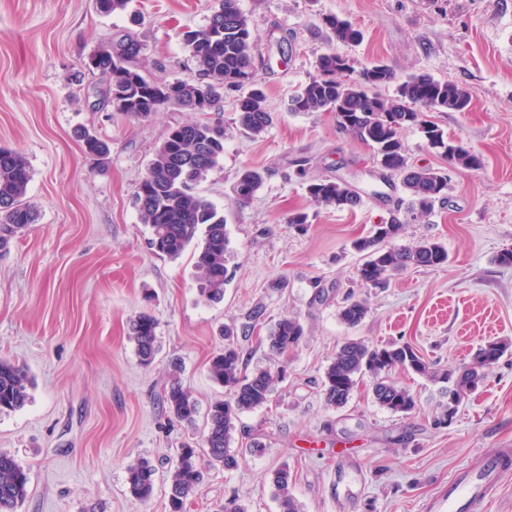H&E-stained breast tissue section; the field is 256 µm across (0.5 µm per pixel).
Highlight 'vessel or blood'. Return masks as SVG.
I'll return each instance as SVG.
<instances>
[{"mask_svg": "<svg viewBox=\"0 0 512 512\" xmlns=\"http://www.w3.org/2000/svg\"><path fill=\"white\" fill-rule=\"evenodd\" d=\"M512 475V451L479 459L458 470L440 493L429 500L425 512H486L508 476Z\"/></svg>", "mask_w": 512, "mask_h": 512, "instance_id": "1", "label": "vessel or blood"}]
</instances>
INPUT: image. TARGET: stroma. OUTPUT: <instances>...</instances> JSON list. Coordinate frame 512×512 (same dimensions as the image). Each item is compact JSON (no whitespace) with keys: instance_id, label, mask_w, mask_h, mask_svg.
Wrapping results in <instances>:
<instances>
[{"instance_id":"stroma-1","label":"stroma","mask_w":512,"mask_h":512,"mask_svg":"<svg viewBox=\"0 0 512 512\" xmlns=\"http://www.w3.org/2000/svg\"><path fill=\"white\" fill-rule=\"evenodd\" d=\"M211 4L130 0L124 12L103 15L95 0H0V147L27 157V200L37 211L0 256V356L25 366L34 382L30 403L0 416V453L28 478L15 512H168L177 450L200 441L209 405L226 395L208 375L223 328L237 329L247 369L273 367L266 336L286 317L299 318L305 335L288 355L285 380L267 405L242 415L231 442L238 467L208 471L186 512H217L232 493L248 512H280L274 479L283 467L300 512H336L346 493L359 498V512H422L473 457L512 448V350L445 427L433 424L448 401L440 381L395 371L416 400L405 415L380 408L367 377L344 408L327 407L322 380L347 338L408 344L450 371L485 341L512 342V267L494 261L512 249V0H239L279 118L252 139L233 123V95L209 114L226 129L224 156L199 192L224 211L234 272L219 302L200 296L191 253L172 260L151 248L133 197L169 129L195 113L169 108L137 121L93 108L98 77L85 66L113 30L127 28L145 45L146 75L194 79L182 34L206 25ZM330 16L355 24L362 40L336 42ZM329 51L469 90L468 111L429 118L482 166L449 170L446 202L409 222L402 237L439 240L447 264L400 272L384 288L360 284L352 243L387 221L404 191L378 179L373 150L342 133L334 113L289 111L291 95ZM79 127L109 142L105 164L84 153ZM246 166L267 177L240 206L231 185ZM336 176L361 191V206L310 202L308 182ZM298 210L308 212L307 225L289 224ZM350 293L369 307L352 329L337 317ZM258 306L263 320L240 336ZM142 312L158 323L148 368L128 336ZM174 378L198 401L194 424L162 406ZM255 441L264 452L251 453ZM141 459L157 468L146 502L127 484L128 466Z\"/></svg>"}]
</instances>
